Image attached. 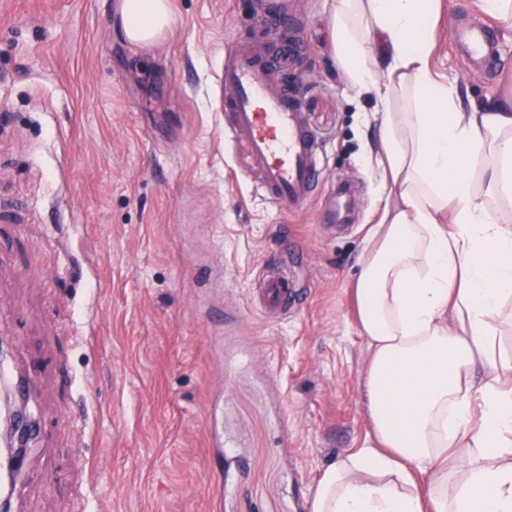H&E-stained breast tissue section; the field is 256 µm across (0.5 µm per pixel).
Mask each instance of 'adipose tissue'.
I'll use <instances>...</instances> for the list:
<instances>
[{
	"label": "adipose tissue",
	"mask_w": 512,
	"mask_h": 512,
	"mask_svg": "<svg viewBox=\"0 0 512 512\" xmlns=\"http://www.w3.org/2000/svg\"><path fill=\"white\" fill-rule=\"evenodd\" d=\"M440 0H333L337 64L379 115L386 208L359 265L371 447L324 471L310 512H512V98L480 107L429 67ZM170 0H122L155 45Z\"/></svg>",
	"instance_id": "obj_1"
}]
</instances>
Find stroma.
Segmentation results:
<instances>
[{
	"mask_svg": "<svg viewBox=\"0 0 512 512\" xmlns=\"http://www.w3.org/2000/svg\"><path fill=\"white\" fill-rule=\"evenodd\" d=\"M118 2L0 0V337L41 426L13 512H309L371 442L351 290L389 202L375 103L336 65L331 0H296L323 154L293 211L224 131L226 52L271 42L258 0H172L148 48L118 37ZM472 24L496 28L493 67L464 62ZM430 64L512 96V23L441 0ZM267 270L302 296L288 314L257 304Z\"/></svg>",
	"mask_w": 512,
	"mask_h": 512,
	"instance_id": "obj_1",
	"label": "stroma"
}]
</instances>
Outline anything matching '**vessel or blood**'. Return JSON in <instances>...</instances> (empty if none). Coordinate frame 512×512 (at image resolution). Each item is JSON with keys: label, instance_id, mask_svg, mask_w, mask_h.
Returning a JSON list of instances; mask_svg holds the SVG:
<instances>
[{"label": "vessel or blood", "instance_id": "obj_1", "mask_svg": "<svg viewBox=\"0 0 512 512\" xmlns=\"http://www.w3.org/2000/svg\"><path fill=\"white\" fill-rule=\"evenodd\" d=\"M264 20L276 30L294 20L292 0H264ZM456 38L469 63L488 65L494 56L496 33L484 25L460 28ZM301 47L288 44L277 54L238 46L224 57L220 79L226 89L224 126L246 152L247 165L258 174L262 195L304 209L313 198L322 172V148L295 91L273 87L274 76L285 69ZM299 302L287 274L263 275L259 305L263 311L285 313Z\"/></svg>", "mask_w": 512, "mask_h": 512}]
</instances>
